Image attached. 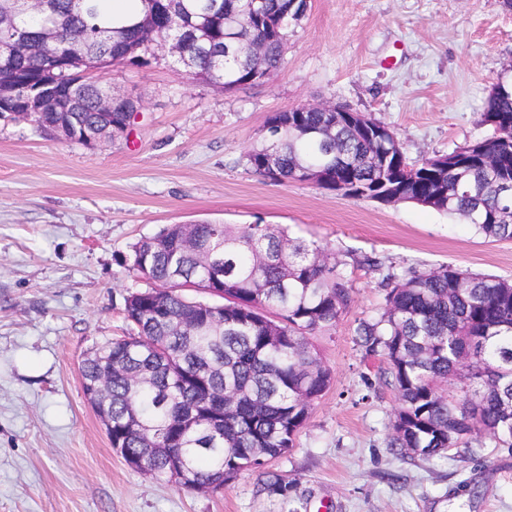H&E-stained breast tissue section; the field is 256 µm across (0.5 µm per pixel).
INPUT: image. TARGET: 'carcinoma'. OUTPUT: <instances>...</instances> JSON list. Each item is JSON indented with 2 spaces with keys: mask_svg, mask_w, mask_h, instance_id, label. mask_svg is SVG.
<instances>
[{
  "mask_svg": "<svg viewBox=\"0 0 512 512\" xmlns=\"http://www.w3.org/2000/svg\"><path fill=\"white\" fill-rule=\"evenodd\" d=\"M112 2L87 0L79 12L71 0H48L41 21L18 17L35 44L42 25L58 27L60 45L47 55L17 56L0 33V77L25 89L0 101V115L29 111L32 87L68 84L71 59L149 65L141 29L123 26L127 19L178 42L191 80L226 92L267 82L283 66L288 20L307 9V0H171L193 23L180 32L154 14V0H134L131 12ZM105 90L93 79L78 89V123L94 121ZM481 118L493 133L462 146L464 161L445 168L433 157L410 165L401 143L376 141L336 112H277L275 134L246 162L281 183L313 167L321 189L431 207L486 239L511 241L512 93L490 94ZM30 119L47 134L62 116ZM120 264L139 283L123 309L134 334L98 343L80 367L91 379L101 360L112 363L113 450L135 470L201 491L293 448L332 381L310 338L335 326L352 300L342 261L280 226L209 223L189 236L170 224ZM381 285L384 307L358 323L353 342L364 358L380 359L381 378L397 392L389 447L421 459L469 453L485 439L512 449V283L448 265L389 273ZM209 288L223 298L193 296ZM449 381L459 397L448 396Z\"/></svg>",
  "mask_w": 512,
  "mask_h": 512,
  "instance_id": "1",
  "label": "carcinoma"
}]
</instances>
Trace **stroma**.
Returning <instances> with one entry per match:
<instances>
[{
    "label": "stroma",
    "mask_w": 512,
    "mask_h": 512,
    "mask_svg": "<svg viewBox=\"0 0 512 512\" xmlns=\"http://www.w3.org/2000/svg\"><path fill=\"white\" fill-rule=\"evenodd\" d=\"M95 76L141 112L128 138L63 143L0 118V512H512V452L403 458L396 391L353 343L384 304L382 276L452 265L512 281V241L488 243L437 210L277 183L246 163L268 118L327 102L389 126L408 163L490 135L494 84L512 82L505 0H308L271 81L224 92L171 61ZM275 224L336 253L354 291L314 345L332 371L296 445L218 491L132 469L88 403L79 364L129 335L121 258L170 224ZM276 476L287 496L262 491Z\"/></svg>",
    "instance_id": "35a3bbf8"
}]
</instances>
